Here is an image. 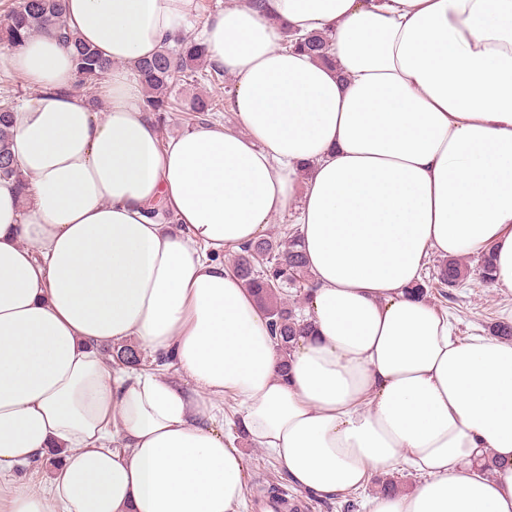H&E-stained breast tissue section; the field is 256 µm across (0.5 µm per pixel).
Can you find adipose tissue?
Segmentation results:
<instances>
[{
    "mask_svg": "<svg viewBox=\"0 0 512 512\" xmlns=\"http://www.w3.org/2000/svg\"><path fill=\"white\" fill-rule=\"evenodd\" d=\"M109 60L102 106L42 32L0 51L33 85L0 180V476L7 512H240L237 426L321 499L377 471L370 512H512V342L460 340L409 294L430 255L492 253L512 292V0H64ZM322 34L330 61L288 46ZM202 42L230 122L162 138L134 65ZM293 216L313 333L282 359L224 265ZM136 342L170 367L118 366ZM496 466L481 475L484 457Z\"/></svg>",
    "mask_w": 512,
    "mask_h": 512,
    "instance_id": "ef3b65f1",
    "label": "adipose tissue"
}]
</instances>
